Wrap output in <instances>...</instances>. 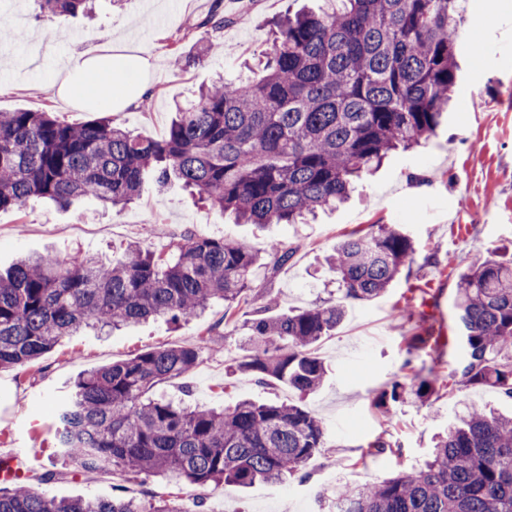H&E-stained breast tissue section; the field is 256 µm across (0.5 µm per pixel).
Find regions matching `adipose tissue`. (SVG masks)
<instances>
[{
    "instance_id": "1",
    "label": "adipose tissue",
    "mask_w": 512,
    "mask_h": 512,
    "mask_svg": "<svg viewBox=\"0 0 512 512\" xmlns=\"http://www.w3.org/2000/svg\"><path fill=\"white\" fill-rule=\"evenodd\" d=\"M156 68L148 58L117 53L110 43L93 45L59 66L52 98L73 108L123 112L150 89Z\"/></svg>"
}]
</instances>
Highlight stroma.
Returning <instances> with one entry per match:
<instances>
[{
  "instance_id": "stroma-1",
  "label": "stroma",
  "mask_w": 512,
  "mask_h": 512,
  "mask_svg": "<svg viewBox=\"0 0 512 512\" xmlns=\"http://www.w3.org/2000/svg\"><path fill=\"white\" fill-rule=\"evenodd\" d=\"M319 0H96L95 15L64 18L63 32L35 0H0L13 23L0 29V112L19 109L54 113L61 121L91 120L89 112L56 105L45 88L59 59L100 43L123 40L153 55L148 107L136 106L113 119L135 133L163 136L175 103L195 95L217 77L250 78L271 38L274 20ZM226 24L210 32L213 41L236 45L233 53L194 64L203 34L197 24L213 9ZM456 41L458 81L452 107L436 136L408 151L393 153L357 183L350 201L305 224H237L217 210L194 204L182 188H145L121 211L84 200L67 210L47 200L24 210H0V268L22 254L81 250L119 261L127 244L138 241L160 251L181 236L249 239L257 248L278 240L295 247L278 271L260 270L246 300L232 309L213 304L202 316L171 327L162 321L132 325L110 334L82 333L21 368L0 372V458L24 464L30 486L50 495L167 497L173 485L153 477L129 479L109 470L89 476L65 475L44 484L40 477L56 457L52 399L67 393L87 370L157 348L212 343L186 376L152 388L156 398L221 408L244 399L281 402L297 395L280 385H258L236 372L249 349L243 332L226 334V319L242 320L272 303L275 311L308 308L335 299V275L325 258L342 234L371 224H402L415 241L412 262L392 287L372 301H351L336 333L323 337L315 352L327 367L321 388L305 406L327 430L323 451L304 465L303 475L248 488H207L208 512H328L331 491L388 477L400 468H418L438 433L480 405L512 415V400L493 386L450 384L428 402L412 398L379 406L404 373L449 375L461 370L466 350L455 327L453 301L461 273L486 257L512 260V0H464ZM428 336L425 348L407 338ZM399 444L401 456H367L377 437Z\"/></svg>"
}]
</instances>
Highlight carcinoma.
I'll list each match as a JSON object with an SVG mask.
<instances>
[{
	"label": "carcinoma",
	"mask_w": 512,
	"mask_h": 512,
	"mask_svg": "<svg viewBox=\"0 0 512 512\" xmlns=\"http://www.w3.org/2000/svg\"><path fill=\"white\" fill-rule=\"evenodd\" d=\"M56 17L88 0H38ZM459 0H326L318 13L288 16L253 78L220 79L176 105L166 134L134 135L103 117L80 124L51 112H0V210L33 199L61 208L89 198L122 209L151 177L179 183L197 200L246 224H297L344 202L354 180L400 148L436 134L457 81L454 15ZM400 224H373L336 245L328 263L338 297L297 312L264 307L233 326L252 342L236 369L259 384L303 395L327 373L314 347L343 322L350 300L371 301L412 259ZM294 249L272 242L185 236L167 251L128 245L112 264L80 251L27 256L0 273V370L22 367L66 336L149 319L186 322L251 291L257 271L277 270ZM468 359L467 385L512 397V262L486 258L460 275L454 303ZM203 347L142 352L80 375L55 404L64 466H103L177 485L276 483L325 447L326 429L294 402L242 400L216 409L147 399L158 383L188 374ZM438 377L393 383L381 399L411 390L425 402ZM402 455L383 437L369 455ZM333 512H512V417L475 406L448 427L420 469L363 487L336 488ZM0 512H185L179 496L56 498L24 484L0 487Z\"/></svg>",
	"instance_id": "cac0c4a2"
}]
</instances>
